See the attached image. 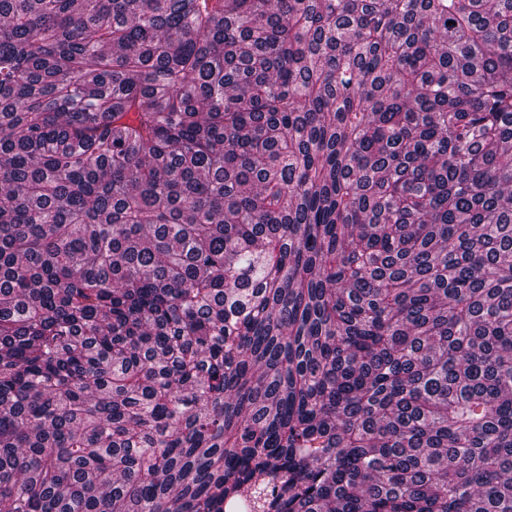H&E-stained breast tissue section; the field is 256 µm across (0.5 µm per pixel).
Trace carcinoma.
Segmentation results:
<instances>
[{"label": "carcinoma", "mask_w": 512, "mask_h": 512, "mask_svg": "<svg viewBox=\"0 0 512 512\" xmlns=\"http://www.w3.org/2000/svg\"><path fill=\"white\" fill-rule=\"evenodd\" d=\"M512 512V0H0V512Z\"/></svg>", "instance_id": "cac0c4a2"}]
</instances>
